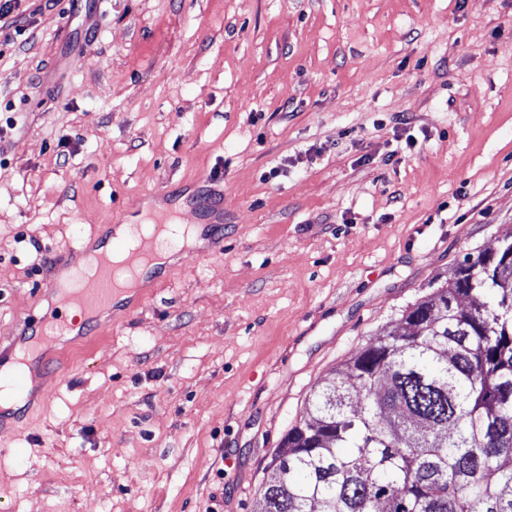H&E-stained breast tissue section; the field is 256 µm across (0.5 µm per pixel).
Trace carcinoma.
<instances>
[{"label":"carcinoma","mask_w":512,"mask_h":512,"mask_svg":"<svg viewBox=\"0 0 512 512\" xmlns=\"http://www.w3.org/2000/svg\"><path fill=\"white\" fill-rule=\"evenodd\" d=\"M255 512H512V238L311 394Z\"/></svg>","instance_id":"obj_1"}]
</instances>
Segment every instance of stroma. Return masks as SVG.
<instances>
[{
    "instance_id": "stroma-1",
    "label": "stroma",
    "mask_w": 512,
    "mask_h": 512,
    "mask_svg": "<svg viewBox=\"0 0 512 512\" xmlns=\"http://www.w3.org/2000/svg\"><path fill=\"white\" fill-rule=\"evenodd\" d=\"M0 19V353L152 193L153 273L0 426V512H254L328 373L512 233V0H27ZM408 124H401V117Z\"/></svg>"
}]
</instances>
